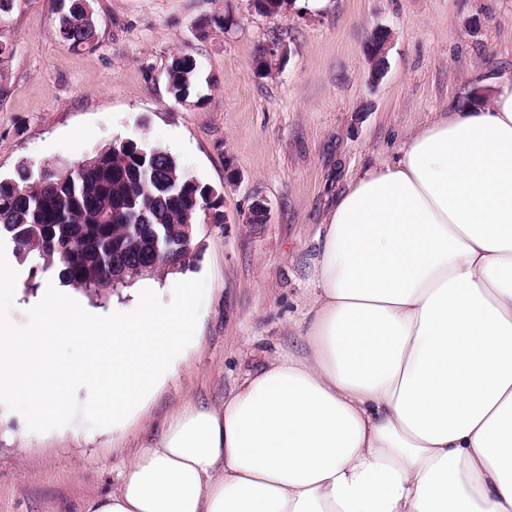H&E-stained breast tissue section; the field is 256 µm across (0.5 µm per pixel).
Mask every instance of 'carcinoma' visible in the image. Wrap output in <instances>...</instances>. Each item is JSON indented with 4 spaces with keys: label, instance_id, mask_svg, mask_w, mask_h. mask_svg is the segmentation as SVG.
Instances as JSON below:
<instances>
[{
    "label": "carcinoma",
    "instance_id": "carcinoma-1",
    "mask_svg": "<svg viewBox=\"0 0 512 512\" xmlns=\"http://www.w3.org/2000/svg\"><path fill=\"white\" fill-rule=\"evenodd\" d=\"M251 7L276 17L287 2L252 0ZM54 32L72 48L94 45L92 5L60 0ZM196 71L192 55L172 58L168 89L175 99L190 96ZM222 207L221 193L185 177L171 154L129 138L77 165L47 160L0 177V239L20 262L33 263V272L52 270L62 283L101 292L193 264L197 252L184 247L186 226L202 215L224 223Z\"/></svg>",
    "mask_w": 512,
    "mask_h": 512
}]
</instances>
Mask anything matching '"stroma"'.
I'll return each mask as SVG.
<instances>
[{
	"label": "stroma",
	"instance_id": "obj_1",
	"mask_svg": "<svg viewBox=\"0 0 512 512\" xmlns=\"http://www.w3.org/2000/svg\"><path fill=\"white\" fill-rule=\"evenodd\" d=\"M59 0H16L0 19V175L19 164L74 162L135 138L174 156L185 176L219 190L224 221L200 222L198 258L181 279H205L199 345L136 426L34 433L0 407V512H85L130 458L194 402L218 403L246 375L293 348L310 297L316 235L337 195L393 157L449 100L512 70V0H294L270 18L250 0H93L94 47L57 40ZM232 26H225V18ZM393 39L370 81L365 43ZM289 49L269 75L254 69L272 37ZM197 62L194 91L169 93L173 55ZM267 223H244L253 197ZM18 266L11 318L53 273Z\"/></svg>",
	"mask_w": 512,
	"mask_h": 512
}]
</instances>
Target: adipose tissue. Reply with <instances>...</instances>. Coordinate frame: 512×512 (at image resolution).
Here are the masks:
<instances>
[{
	"label": "adipose tissue",
	"instance_id": "ef3b65f1",
	"mask_svg": "<svg viewBox=\"0 0 512 512\" xmlns=\"http://www.w3.org/2000/svg\"><path fill=\"white\" fill-rule=\"evenodd\" d=\"M491 89L337 198L299 349L87 512H512V74Z\"/></svg>",
	"mask_w": 512,
	"mask_h": 512
}]
</instances>
